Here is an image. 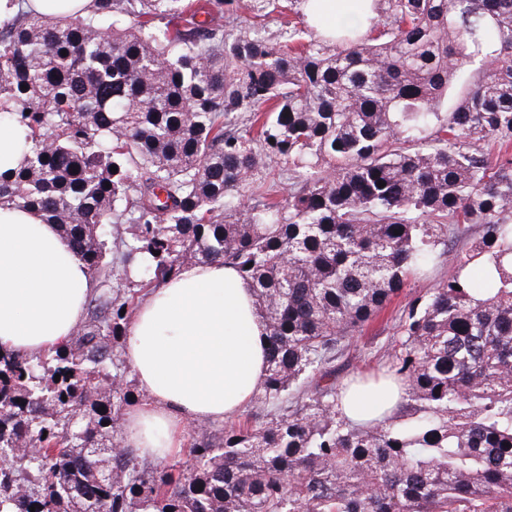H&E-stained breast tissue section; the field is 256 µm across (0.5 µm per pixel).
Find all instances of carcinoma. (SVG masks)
Instances as JSON below:
<instances>
[{
    "label": "carcinoma",
    "mask_w": 512,
    "mask_h": 512,
    "mask_svg": "<svg viewBox=\"0 0 512 512\" xmlns=\"http://www.w3.org/2000/svg\"><path fill=\"white\" fill-rule=\"evenodd\" d=\"M9 3L0 121L26 152L0 206L57 225L94 286L64 346L0 353V512H512V0H353L278 45L224 0ZM438 259L380 371L400 413L350 422L343 342ZM215 261L252 284L267 377L150 467L118 426L131 272ZM32 5L43 12H55L64 9H82L81 14H85L92 0H29Z\"/></svg>",
    "instance_id": "obj_1"
}]
</instances>
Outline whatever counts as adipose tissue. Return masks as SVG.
<instances>
[{"label": "adipose tissue", "instance_id": "adipose-tissue-1", "mask_svg": "<svg viewBox=\"0 0 512 512\" xmlns=\"http://www.w3.org/2000/svg\"><path fill=\"white\" fill-rule=\"evenodd\" d=\"M90 283L57 225L30 209L0 207V351L32 355L66 344ZM124 353L144 397L122 416L123 442L162 460L181 452L190 422L219 424L251 404L266 378V325L233 267L189 264L135 311ZM398 402L397 391L353 384L342 411L376 422Z\"/></svg>", "mask_w": 512, "mask_h": 512}]
</instances>
